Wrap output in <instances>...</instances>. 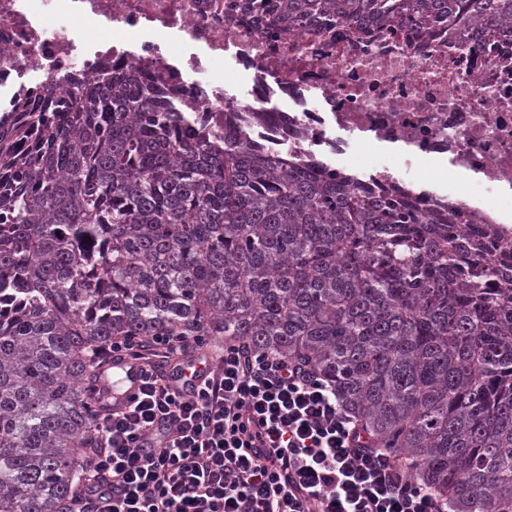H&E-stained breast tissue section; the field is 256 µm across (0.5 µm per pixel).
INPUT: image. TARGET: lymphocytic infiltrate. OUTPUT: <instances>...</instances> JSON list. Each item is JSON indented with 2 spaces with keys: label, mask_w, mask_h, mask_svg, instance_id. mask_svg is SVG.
Returning <instances> with one entry per match:
<instances>
[{
  "label": "lymphocytic infiltrate",
  "mask_w": 512,
  "mask_h": 512,
  "mask_svg": "<svg viewBox=\"0 0 512 512\" xmlns=\"http://www.w3.org/2000/svg\"><path fill=\"white\" fill-rule=\"evenodd\" d=\"M129 356L139 392L96 411L101 449L74 512H448L286 358L194 336L159 337L151 358L125 338L92 354Z\"/></svg>",
  "instance_id": "lymphocytic-infiltrate-1"
}]
</instances>
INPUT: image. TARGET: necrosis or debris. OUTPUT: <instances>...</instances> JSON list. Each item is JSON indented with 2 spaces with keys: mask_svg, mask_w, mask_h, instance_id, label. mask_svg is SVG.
<instances>
[{
  "mask_svg": "<svg viewBox=\"0 0 512 512\" xmlns=\"http://www.w3.org/2000/svg\"><path fill=\"white\" fill-rule=\"evenodd\" d=\"M277 0H0V112L17 126L26 106L70 111L100 71L133 73L164 104L223 119L237 107L212 64L245 74L248 106L267 113L257 136L317 155L329 172L353 143L402 147L364 179L396 183L394 168L429 161L475 180L466 196L437 184L413 192L417 211L459 224H496L512 242V41L463 50L457 31L398 20L358 27L326 16L304 28ZM122 29L130 48L111 45ZM280 108H272V100Z\"/></svg>",
  "mask_w": 512,
  "mask_h": 512,
  "instance_id": "1",
  "label": "necrosis or debris"
}]
</instances>
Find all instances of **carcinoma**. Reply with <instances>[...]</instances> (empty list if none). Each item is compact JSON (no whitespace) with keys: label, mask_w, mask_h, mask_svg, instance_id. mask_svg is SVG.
I'll list each match as a JSON object with an SVG mask.
<instances>
[{"label":"carcinoma","mask_w":512,"mask_h":512,"mask_svg":"<svg viewBox=\"0 0 512 512\" xmlns=\"http://www.w3.org/2000/svg\"><path fill=\"white\" fill-rule=\"evenodd\" d=\"M288 22L412 15L512 34V0H279ZM19 132L0 115V512H72L97 450L89 352L222 336L327 380L366 441L449 512L512 505V266L495 225L424 217L133 75ZM26 153L14 150L18 137Z\"/></svg>","instance_id":"obj_1"}]
</instances>
